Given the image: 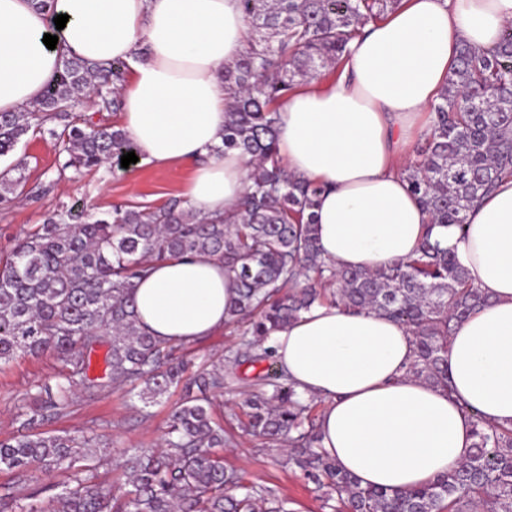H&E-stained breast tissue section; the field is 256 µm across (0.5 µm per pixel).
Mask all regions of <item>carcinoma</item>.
<instances>
[{"label": "carcinoma", "instance_id": "obj_1", "mask_svg": "<svg viewBox=\"0 0 512 512\" xmlns=\"http://www.w3.org/2000/svg\"><path fill=\"white\" fill-rule=\"evenodd\" d=\"M250 27L241 58L224 68L228 105L224 149L255 161L240 203L199 216L179 197L153 209L115 205L101 215L78 203L19 238L0 263V364L20 354H54L64 364L55 383L37 386L16 414L18 435L0 439V472L34 467L67 470L71 483L53 512H288L266 489H240L218 449L227 433L214 416L227 374L245 362L273 358L271 334L329 300L404 323L413 356L406 374L451 392L445 356L455 327L487 298L431 233L406 263L370 271L325 262L315 233L323 186L289 176L279 161L278 112L302 82L342 62L349 41L386 20L402 0H239ZM130 65L61 60L55 79L30 108L0 112V157L46 128L66 152L62 168L91 171L136 150L123 129L78 112L94 94L99 111L120 108L119 87ZM430 110L433 124L406 166L411 193L432 224L463 228L481 197L512 178V25L486 48L467 44ZM0 175V202L23 193L25 166ZM224 262L235 275L237 299L227 323H244L246 338L211 370L188 372L176 346L140 325L134 289L154 262L193 254ZM106 348L104 373L91 374V354ZM258 381L267 390L245 401L248 434L288 443V455L316 484L332 512H512V426L474 421L475 443L456 469L420 487H363L322 447L312 402L284 372ZM183 400L157 449L135 448L123 467L130 489L112 494L97 482L105 435L41 430L78 393L136 392L148 407L170 389ZM8 490L0 512H35Z\"/></svg>", "mask_w": 512, "mask_h": 512}]
</instances>
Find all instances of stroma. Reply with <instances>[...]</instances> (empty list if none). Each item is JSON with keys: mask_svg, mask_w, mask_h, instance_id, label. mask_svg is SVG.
Returning <instances> with one entry per match:
<instances>
[{"mask_svg": "<svg viewBox=\"0 0 512 512\" xmlns=\"http://www.w3.org/2000/svg\"><path fill=\"white\" fill-rule=\"evenodd\" d=\"M26 164L28 186L44 187L39 197L23 194L0 203V258L13 249L26 232L43 223L57 205L84 203L93 212L110 211L113 205L157 207L167 199L180 196L192 167L178 163L153 167L138 163L118 169L109 163L87 174L63 169L64 158L54 138L46 133L28 135L0 166L10 167L17 161ZM240 339L233 328L180 345L177 353L191 360L194 367L218 363L229 347ZM61 367L54 356L21 355L0 366V439L16 432L14 416L27 404L38 384L53 380ZM180 390H170L158 403L146 407L137 396L115 391L102 396L80 394L74 405L61 410L45 423L48 431L88 432L110 435V461L98 470V480L114 493L125 490L122 467L124 455L131 448H154L160 445L168 421L180 405ZM224 464L234 469L247 486L271 490L286 500L289 512H326L314 483L297 467L288 466L284 447L264 443L261 439L234 429L232 439L223 450ZM65 477L57 471L30 470L24 476L0 473V486H11L24 498L25 505L48 512L52 498L63 488Z\"/></svg>", "mask_w": 512, "mask_h": 512, "instance_id": "35a3bbf8", "label": "stroma"}]
</instances>
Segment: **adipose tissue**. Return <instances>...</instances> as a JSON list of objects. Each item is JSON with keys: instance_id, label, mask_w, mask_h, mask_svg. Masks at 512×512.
Segmentation results:
<instances>
[{"instance_id": "obj_1", "label": "adipose tissue", "mask_w": 512, "mask_h": 512, "mask_svg": "<svg viewBox=\"0 0 512 512\" xmlns=\"http://www.w3.org/2000/svg\"><path fill=\"white\" fill-rule=\"evenodd\" d=\"M510 24L512 0H403L349 42L334 82L310 81L279 112L282 166L323 187L315 229L327 262L376 271L412 257L429 229L489 298L449 340V393L406 376L408 329L374 312L317 304L272 333L297 391L323 401V448L365 486L407 490L456 468L472 451L471 412L512 425V180L460 229L432 225L402 172L458 47L495 44ZM249 38L238 0H56L50 12L0 0V112L32 106L62 58L133 60L121 123L139 160L195 162L188 206L220 213L247 186V156L223 148V74ZM235 297L227 268L199 254L153 264L135 301L154 336L190 343L223 329Z\"/></svg>"}]
</instances>
